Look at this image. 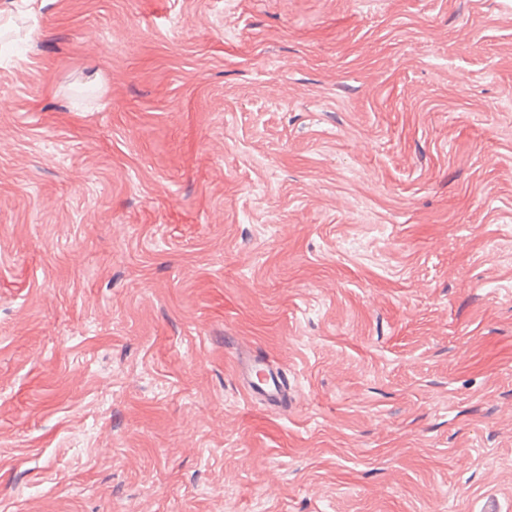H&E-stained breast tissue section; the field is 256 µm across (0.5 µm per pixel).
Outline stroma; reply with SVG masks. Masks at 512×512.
I'll return each instance as SVG.
<instances>
[{
    "mask_svg": "<svg viewBox=\"0 0 512 512\" xmlns=\"http://www.w3.org/2000/svg\"><path fill=\"white\" fill-rule=\"evenodd\" d=\"M0 512H512V0H0ZM234 370L243 388L251 397L276 406L286 390L279 372L258 355L238 349L234 354Z\"/></svg>",
    "mask_w": 512,
    "mask_h": 512,
    "instance_id": "stroma-1",
    "label": "stroma"
}]
</instances>
